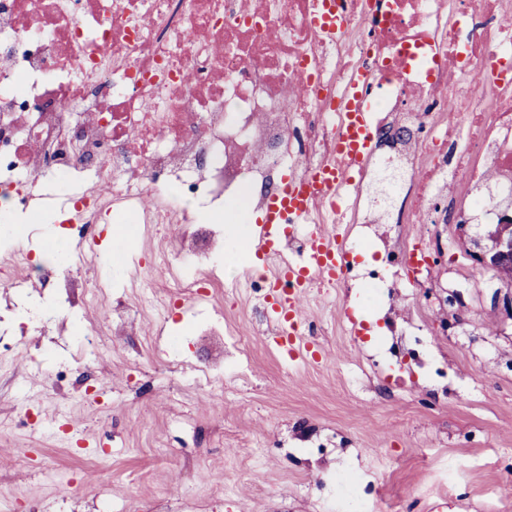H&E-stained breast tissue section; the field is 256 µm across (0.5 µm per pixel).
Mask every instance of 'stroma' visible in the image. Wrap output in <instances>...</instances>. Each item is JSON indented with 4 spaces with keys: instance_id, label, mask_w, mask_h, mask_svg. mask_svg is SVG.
Returning <instances> with one entry per match:
<instances>
[{
    "instance_id": "stroma-1",
    "label": "stroma",
    "mask_w": 512,
    "mask_h": 512,
    "mask_svg": "<svg viewBox=\"0 0 512 512\" xmlns=\"http://www.w3.org/2000/svg\"><path fill=\"white\" fill-rule=\"evenodd\" d=\"M39 215L20 214L24 234L0 245L38 254L46 237H68L57 211ZM99 230L84 261L55 259L24 287H0V512H357L340 481L350 470L371 488L367 512H512V318L494 270L468 254L476 226L406 227L419 250L448 243L447 267L433 271L447 308L396 276L394 309L417 313L444 384L391 362L364 288L329 300L310 291L306 340L325 351L320 362L280 348L252 295L147 314L136 303L144 272L112 225ZM247 230L246 255L213 259L219 278L262 262V226ZM105 276L103 298H87ZM216 316L240 346L220 379L214 347L193 334ZM86 334L87 352L75 342ZM60 411L74 429L65 442L42 428ZM103 453L110 468L86 481Z\"/></svg>"
}]
</instances>
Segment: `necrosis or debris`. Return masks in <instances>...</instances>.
Masks as SVG:
<instances>
[{
    "label": "necrosis or debris",
    "instance_id": "necrosis-or-debris-1",
    "mask_svg": "<svg viewBox=\"0 0 512 512\" xmlns=\"http://www.w3.org/2000/svg\"><path fill=\"white\" fill-rule=\"evenodd\" d=\"M362 72L370 154L307 223L362 227L400 271L412 253L387 225L512 215V0H0V222L73 210L83 255L104 215L152 227L165 280L139 305L213 297L224 237L200 209L247 219L337 164Z\"/></svg>",
    "mask_w": 512,
    "mask_h": 512
}]
</instances>
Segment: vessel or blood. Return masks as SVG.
I'll return each instance as SVG.
<instances>
[{"label": "vessel or blood", "mask_w": 512, "mask_h": 512, "mask_svg": "<svg viewBox=\"0 0 512 512\" xmlns=\"http://www.w3.org/2000/svg\"><path fill=\"white\" fill-rule=\"evenodd\" d=\"M365 98L359 90H352L347 123L338 140L337 151L351 161H360L369 151L368 114ZM336 190V171L330 166L315 167L302 182L285 183L275 192L262 218L266 251L276 249V238L288 222H302L309 211L321 201L328 200ZM338 226L313 227L306 239L305 260L288 264L278 273L279 280L287 284L286 292L273 295L267 301L275 334L281 347L296 356L303 347L297 338L301 333L304 304L314 279H335L342 274L345 257L337 246Z\"/></svg>", "instance_id": "b4317fda"}]
</instances>
